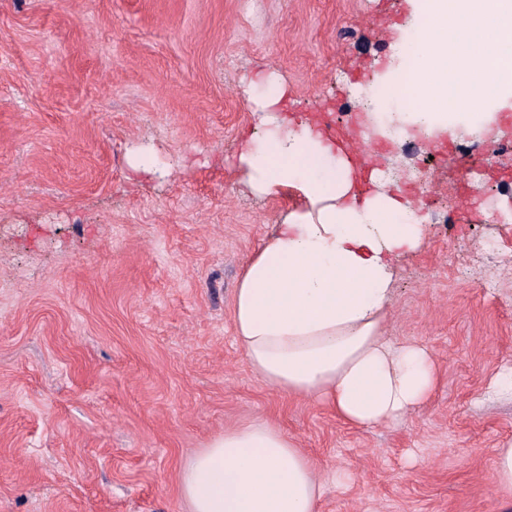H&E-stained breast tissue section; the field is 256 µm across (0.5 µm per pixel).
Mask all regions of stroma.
I'll use <instances>...</instances> for the list:
<instances>
[{
    "mask_svg": "<svg viewBox=\"0 0 512 512\" xmlns=\"http://www.w3.org/2000/svg\"><path fill=\"white\" fill-rule=\"evenodd\" d=\"M412 0H0V512H188L187 461L268 420L312 460L320 512H512L492 479L512 440V173L453 194L450 161L488 142L373 139L401 155L423 244L396 260L388 336L431 352L439 385L404 420L343 422L280 393L235 344L234 291L299 189L252 192L238 165L263 134L252 83L287 92L280 121L350 114L389 65ZM431 167V190L412 177ZM424 202H417V195ZM498 245L485 254V240Z\"/></svg>",
    "mask_w": 512,
    "mask_h": 512,
    "instance_id": "stroma-1",
    "label": "stroma"
}]
</instances>
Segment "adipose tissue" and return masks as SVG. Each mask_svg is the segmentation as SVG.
I'll use <instances>...</instances> for the list:
<instances>
[{
    "mask_svg": "<svg viewBox=\"0 0 512 512\" xmlns=\"http://www.w3.org/2000/svg\"><path fill=\"white\" fill-rule=\"evenodd\" d=\"M410 27L408 53L375 97L388 111L387 134L484 138L512 103V0H418ZM406 72L412 95L395 112ZM238 163L254 192L297 185L309 202L277 225L234 292V340L252 370L275 390L326 402L346 423L402 420L439 382L428 349L393 342L382 327L390 258L422 244L411 203L390 182L354 193L348 160L305 124L267 129ZM179 484L190 512H319L324 493L310 458L263 420L213 438Z\"/></svg>",
    "mask_w": 512,
    "mask_h": 512,
    "instance_id": "1",
    "label": "adipose tissue"
}]
</instances>
